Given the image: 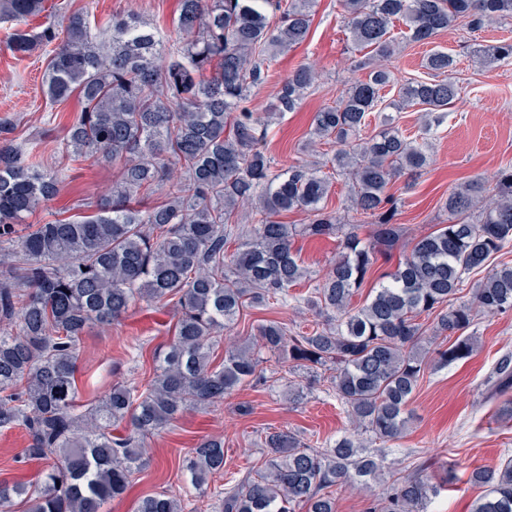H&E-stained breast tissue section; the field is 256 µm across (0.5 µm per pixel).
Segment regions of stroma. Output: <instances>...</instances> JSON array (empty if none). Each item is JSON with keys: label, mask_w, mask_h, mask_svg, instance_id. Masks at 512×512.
<instances>
[{"label": "stroma", "mask_w": 512, "mask_h": 512, "mask_svg": "<svg viewBox=\"0 0 512 512\" xmlns=\"http://www.w3.org/2000/svg\"><path fill=\"white\" fill-rule=\"evenodd\" d=\"M179 0H43L42 11L17 22L0 20V119L13 120L15 144L29 150L39 138L45 165L60 168L63 183L58 194L41 204L28 217L38 224L58 217L76 219L88 215V201L109 191L120 178L119 167L90 159L61 160L58 149L67 126L81 109L78 97L62 103L46 95L45 70L53 45L37 46L18 56L10 44L16 30L31 33L46 24L64 31L66 18L75 11L94 18L99 32H106L112 18L132 15L158 28L163 37L176 34ZM512 43V24L496 25L470 36L460 25L439 34L432 46L402 42L398 54L389 58L388 68L396 84L427 79L422 59L429 49L443 50L456 60L453 79L460 96L449 104L440 121L426 123L420 107L398 112V123L408 136L423 139L429 165L415 180L399 178L390 191L398 200L395 217L406 237L432 232L447 223L443 202L449 191L481 177L494 184L499 170L512 163V60L488 63L473 54L474 44ZM358 53L344 25L341 0H317L307 39L295 50L274 60L268 78L248 103L258 115H266L288 74L303 64L320 72L317 85L293 111L275 117L268 127L267 147L276 170L307 159L303 147L310 137L315 112L336 105L356 79L349 62ZM293 247L315 278H322L335 259L334 238L299 236ZM179 312L175 304L140 301L126 316L109 327L94 326L85 333L77 361L79 400L87 404L103 399L113 383L153 375L155 356L173 338ZM473 332L477 345L472 354L448 365L432 364L413 394V418L403 435L387 445L388 476H396L423 465L448 477V485L430 504L431 512H469L484 490L472 485L470 472L494 465L512 456V415L503 399L488 396L490 375L496 361L512 354V311L480 316ZM142 345L138 358L129 349ZM267 382L247 385L203 410H191L173 421L160 434L146 440V467L121 498L108 501L104 512H133L145 495L166 492L196 501L200 512H213L219 491L252 475L263 462L261 440L265 428L289 430L319 443H332L352 432L341 402L327 384L306 387V377L285 374L276 357L262 364ZM305 387L298 401L288 400L289 382ZM253 409L238 412L239 405ZM224 442L223 477L215 479L206 496L181 473L182 458L203 438ZM24 430L0 431V479L33 483L44 466L28 459Z\"/></svg>", "instance_id": "stroma-1"}]
</instances>
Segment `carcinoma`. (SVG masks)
I'll list each match as a JSON object with an SVG mask.
<instances>
[{"instance_id": "1", "label": "carcinoma", "mask_w": 512, "mask_h": 512, "mask_svg": "<svg viewBox=\"0 0 512 512\" xmlns=\"http://www.w3.org/2000/svg\"><path fill=\"white\" fill-rule=\"evenodd\" d=\"M347 30L368 58L336 105L316 112L309 146L335 148L332 172L317 161L296 163L288 175L273 169L263 145L278 112L292 111L319 79L301 65L284 81L276 111L260 117L243 106L266 78L264 63L306 38L315 0H179L178 31L189 39L165 45L134 16L115 18L106 41L83 14L69 16L66 39L47 66L53 102L79 93L82 110L67 127L62 153L70 159L119 163L112 193L78 220L19 225L60 189L57 170L25 162L9 138L15 124L0 120V430L27 431L26 454L45 463L42 480L0 482V506L25 495L28 512H102L123 495L147 465L144 441L182 413L224 399L238 386L266 383L262 354L327 382L352 427L387 442L399 437L408 406L429 366L431 347L448 364L472 354L469 329L480 314L512 310V265L489 267L512 243V166L489 186L476 177L445 200L448 223L404 245L359 306L352 297L389 261L401 238L393 223L397 202L389 184L429 164L417 140L389 113L379 130L363 135L369 117L394 84L381 61L396 51L390 35L402 22L407 40L430 44L462 21L466 32L512 23V0H343ZM41 0H0V11L20 21L41 11ZM56 40L51 27L14 34L24 54ZM479 58L512 59V44L486 48ZM456 60L431 51L423 67L434 78L411 81L391 102L438 113L460 95L452 80ZM351 183L350 224L328 209L333 179ZM165 183L166 200L143 208L136 197ZM245 203L252 224L230 219ZM295 210L307 224L277 217ZM370 226V237L356 229ZM297 235L338 237L340 250L304 304L322 326L295 331L276 319L257 326L253 344L218 350L241 310L286 308L291 288L311 272L293 250ZM239 239L230 252L227 244ZM469 299L451 297L477 270ZM180 308L173 341L159 351L146 384L116 382L90 408L78 401L76 359L85 330L110 325L139 299ZM491 397L512 391V357L493 372ZM264 469L219 492L217 512H336V495L381 479L385 449L370 450L352 437L321 448L291 432H265ZM181 470L205 495L224 474V441L205 439L183 457ZM470 480L485 487L471 512H512V459L477 468ZM443 481L420 467L387 484L367 512H427ZM136 512H196L194 504L164 492L140 499Z\"/></svg>"}]
</instances>
